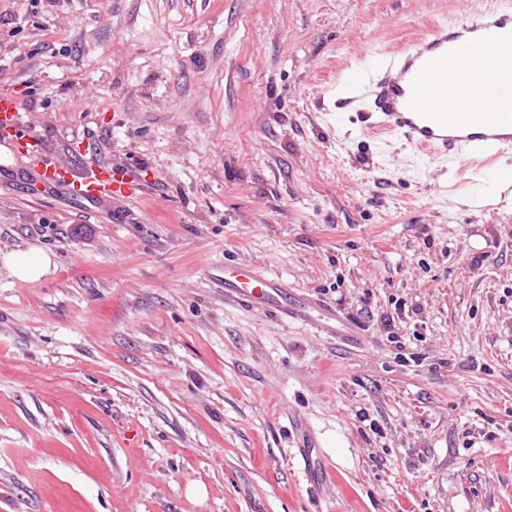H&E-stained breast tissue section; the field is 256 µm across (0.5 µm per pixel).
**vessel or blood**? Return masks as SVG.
Here are the masks:
<instances>
[{"instance_id":"1","label":"vessel or blood","mask_w":512,"mask_h":512,"mask_svg":"<svg viewBox=\"0 0 512 512\" xmlns=\"http://www.w3.org/2000/svg\"><path fill=\"white\" fill-rule=\"evenodd\" d=\"M497 45L512 50V0L471 12L463 24L425 26L400 49L376 57L354 80L344 82L339 108L373 137H397L415 152L464 170L479 165L500 182L512 167L498 166L512 150V62L488 66L484 56L463 57L464 47ZM0 143L43 168L52 184L76 186L86 201L112 192L136 193L133 181L116 177L93 147L68 160L50 159L30 143L17 105L0 99ZM225 299L272 312L287 322L315 325L325 336L354 346L361 329L335 304L288 285L264 269L225 265L215 276Z\"/></svg>"}]
</instances>
